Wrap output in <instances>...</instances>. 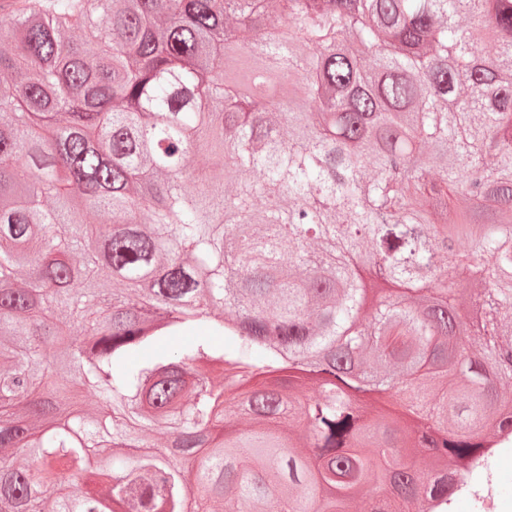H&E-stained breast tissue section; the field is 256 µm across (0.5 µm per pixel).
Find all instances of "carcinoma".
Returning <instances> with one entry per match:
<instances>
[{"label":"carcinoma","mask_w":512,"mask_h":512,"mask_svg":"<svg viewBox=\"0 0 512 512\" xmlns=\"http://www.w3.org/2000/svg\"><path fill=\"white\" fill-rule=\"evenodd\" d=\"M509 327L512 0L0 14V512H448Z\"/></svg>","instance_id":"1"}]
</instances>
